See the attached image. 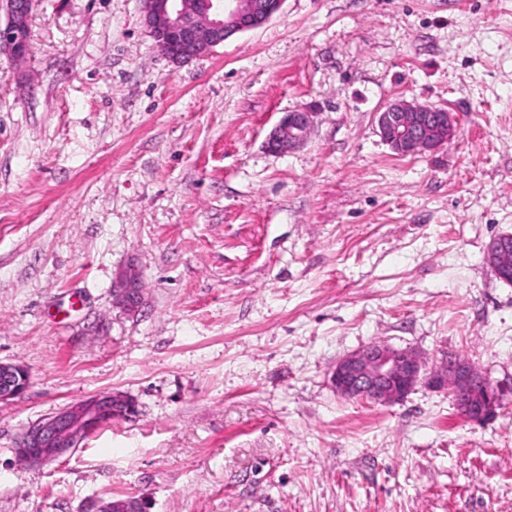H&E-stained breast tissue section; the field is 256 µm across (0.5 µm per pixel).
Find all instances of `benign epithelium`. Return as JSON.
Wrapping results in <instances>:
<instances>
[{
  "instance_id": "benign-epithelium-1",
  "label": "benign epithelium",
  "mask_w": 512,
  "mask_h": 512,
  "mask_svg": "<svg viewBox=\"0 0 512 512\" xmlns=\"http://www.w3.org/2000/svg\"><path fill=\"white\" fill-rule=\"evenodd\" d=\"M285 0H143L147 29L160 52L180 65L209 54L233 35L260 27L277 15ZM35 0H0V51L16 61L30 55V23ZM311 113L287 112L270 132L267 147L283 153L308 137ZM381 138L399 155L432 151L455 134V119L443 109L396 101L377 116ZM512 235H501L489 244L488 258L495 274L507 269ZM141 278L134 267L118 282L116 300L136 311L143 297ZM336 392L347 398H366L389 403L404 397L423 382L433 388L451 387L460 414L474 423L492 419L504 396L503 389L481 376L460 358L427 368L419 354L373 342L338 360L332 370ZM27 370L20 365L0 364V401L25 390ZM132 400L127 396H92L68 405L30 424L22 433L15 453L29 465L57 460L92 432L114 418L129 416Z\"/></svg>"
}]
</instances>
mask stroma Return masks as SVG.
Returning a JSON list of instances; mask_svg holds the SVG:
<instances>
[{"mask_svg":"<svg viewBox=\"0 0 512 512\" xmlns=\"http://www.w3.org/2000/svg\"><path fill=\"white\" fill-rule=\"evenodd\" d=\"M0 53V512H512V0H285L176 66L143 0H37ZM451 112L400 155L377 114ZM312 114L283 154L285 113ZM135 266L136 312L114 283ZM469 360L506 393L345 399L372 343ZM121 392L135 412L30 466L31 423ZM311 126L310 112H288L270 132L267 147L275 153L289 151L301 144L308 137ZM512 244V235L506 234L498 236L488 246V258L490 264L497 276L500 275L501 269L507 270V255ZM28 382L29 375L23 366L0 364V401L12 398L24 391Z\"/></svg>","mask_w":512,"mask_h":512,"instance_id":"1","label":"stroma"}]
</instances>
